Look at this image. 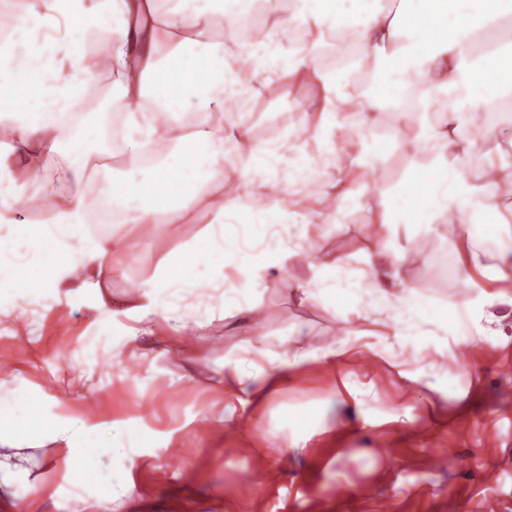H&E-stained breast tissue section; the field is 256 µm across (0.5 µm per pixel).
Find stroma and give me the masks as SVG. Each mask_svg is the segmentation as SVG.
Segmentation results:
<instances>
[{
	"instance_id": "obj_1",
	"label": "stroma",
	"mask_w": 512,
	"mask_h": 512,
	"mask_svg": "<svg viewBox=\"0 0 512 512\" xmlns=\"http://www.w3.org/2000/svg\"><path fill=\"white\" fill-rule=\"evenodd\" d=\"M168 225L162 236L120 254L122 269L107 295L126 301L131 282L160 254L186 242L209 224ZM366 215L352 209L344 223L311 225L312 255H357ZM426 252L407 279L419 295L464 303L463 280L440 276L444 239L420 237ZM503 295L491 309L493 335L475 341L467 359L435 357V371L420 381L404 372L420 368L390 335L371 323L343 322L338 311L300 303L295 278L272 280L261 296L269 317L253 328L242 316L213 322L200 332L210 347L196 362L142 337L141 358L122 350L88 357L97 334L82 301L61 298L50 308L28 307L14 292L15 312L0 317V386L23 405L57 411L56 398L69 387L67 410L88 420L99 415L140 423L147 440L130 454L76 461L64 467L55 445L33 447L23 416L9 425L21 451L18 467L0 472V512H512V276L490 272ZM360 334L362 350L330 367L306 362L284 372L267 398L247 406L250 423L227 415L224 363L235 358L262 362L288 358L307 345L317 350ZM318 410L302 432L287 428L289 412ZM372 419V427L348 431V423ZM499 470L495 484L483 475ZM134 488L112 497L113 483Z\"/></svg>"
}]
</instances>
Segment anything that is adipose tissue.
Masks as SVG:
<instances>
[{"instance_id":"obj_1","label":"adipose tissue","mask_w":512,"mask_h":512,"mask_svg":"<svg viewBox=\"0 0 512 512\" xmlns=\"http://www.w3.org/2000/svg\"><path fill=\"white\" fill-rule=\"evenodd\" d=\"M0 0L10 12L22 69L0 66V94L16 92L18 119L0 122V280L29 306L60 296L88 299L107 345L136 353L138 339L170 327L195 335L226 312L254 317L259 293L303 271L299 299L385 327L419 357L455 355L488 333L495 294L468 303L425 301L405 279L427 233L454 247L439 264L458 278L483 259L512 267V225L490 224L512 196V154L484 157L483 143L512 130V0ZM267 16L253 27V7ZM60 21L83 40H41ZM310 96L285 132L253 137L249 105ZM390 126L391 136L376 130ZM119 156L103 168L102 150ZM401 156L394 192L377 167ZM48 202V227L14 214L30 182ZM358 206L384 240L359 256L311 257L313 224H333ZM211 216L191 241L162 255L113 308L105 290L119 269L123 229L160 237L167 225ZM229 363L233 389L259 397L281 373L318 360ZM30 433L63 443L70 465L112 440L135 448L130 424L84 421L28 409Z\"/></svg>"}]
</instances>
